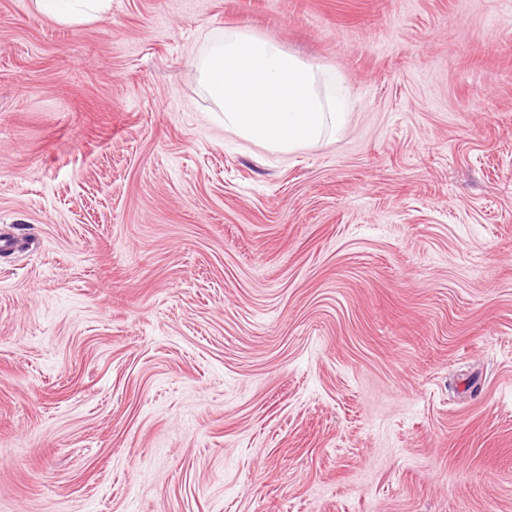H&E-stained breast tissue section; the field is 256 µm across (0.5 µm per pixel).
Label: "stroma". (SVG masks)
<instances>
[{
    "mask_svg": "<svg viewBox=\"0 0 512 512\" xmlns=\"http://www.w3.org/2000/svg\"><path fill=\"white\" fill-rule=\"evenodd\" d=\"M345 78L287 155L193 65ZM0 512H512V0H0Z\"/></svg>",
    "mask_w": 512,
    "mask_h": 512,
    "instance_id": "1",
    "label": "stroma"
}]
</instances>
